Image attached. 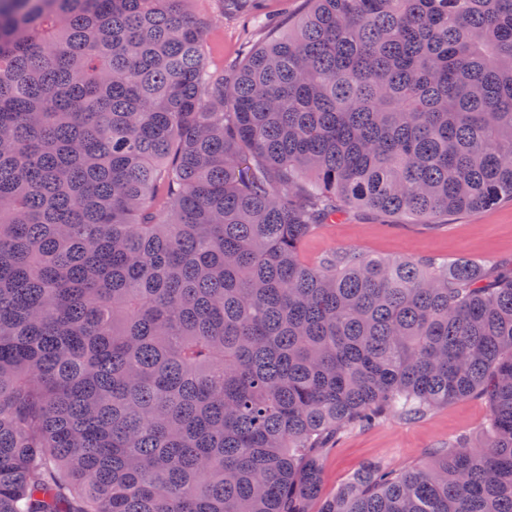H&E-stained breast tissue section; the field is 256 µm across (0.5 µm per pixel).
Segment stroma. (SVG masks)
<instances>
[{
    "label": "stroma",
    "instance_id": "1",
    "mask_svg": "<svg viewBox=\"0 0 512 512\" xmlns=\"http://www.w3.org/2000/svg\"><path fill=\"white\" fill-rule=\"evenodd\" d=\"M193 7L197 15L213 21L212 62L233 64L239 58L238 18L218 19L213 0H195ZM335 251L388 260H469L489 268L512 261V201L445 218L436 225L398 224L389 217L352 209L341 221L320 226L301 245L303 260L312 265ZM489 416L487 402L472 396L438 406L415 420L392 415L349 429L324 457L319 497H334L363 464L378 462L405 470L433 449L478 443Z\"/></svg>",
    "mask_w": 512,
    "mask_h": 512
}]
</instances>
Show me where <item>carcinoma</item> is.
I'll return each instance as SVG.
<instances>
[{
	"label": "carcinoma",
	"mask_w": 512,
	"mask_h": 512,
	"mask_svg": "<svg viewBox=\"0 0 512 512\" xmlns=\"http://www.w3.org/2000/svg\"><path fill=\"white\" fill-rule=\"evenodd\" d=\"M191 2L0 0V512H311L334 436L471 395L320 512H512V263L300 255L512 200V0H309L229 76Z\"/></svg>",
	"instance_id": "carcinoma-1"
}]
</instances>
